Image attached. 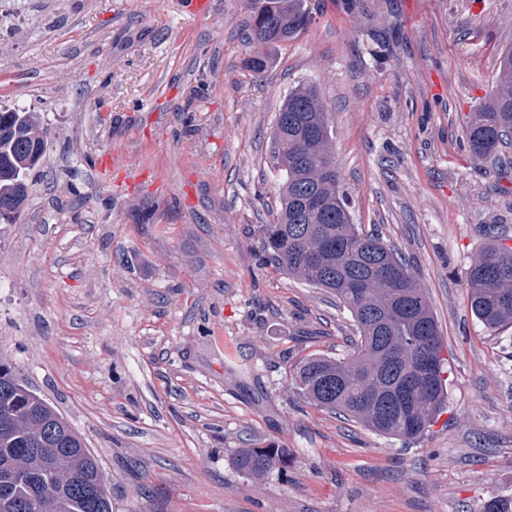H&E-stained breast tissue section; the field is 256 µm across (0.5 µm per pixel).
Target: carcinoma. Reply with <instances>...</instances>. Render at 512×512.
I'll list each match as a JSON object with an SVG mask.
<instances>
[{
  "instance_id": "carcinoma-1",
  "label": "carcinoma",
  "mask_w": 512,
  "mask_h": 512,
  "mask_svg": "<svg viewBox=\"0 0 512 512\" xmlns=\"http://www.w3.org/2000/svg\"><path fill=\"white\" fill-rule=\"evenodd\" d=\"M312 16L302 0H260L250 21L249 43L286 42L308 27ZM0 203H15V220L30 198L17 197L19 184L31 187L48 140L32 113L0 114ZM469 153L485 162L512 164V46L499 52L494 92L464 127ZM329 113L318 88L302 83L277 113L272 132L279 195L274 220L258 226L265 258L279 273L336 297L355 322L358 336L346 358L314 354L301 360L292 380L310 403L352 419L368 430L404 443L419 442L447 399L444 343L436 315L406 259L378 233L353 223L349 200L332 146ZM469 305L484 327L496 332L512 325V247L489 226L486 246L466 274ZM432 375L418 377L423 359ZM61 418L53 405L19 383L16 367L0 363V512H112L107 483L87 494L70 487L71 474L97 469L82 438L55 444L39 434L37 417ZM237 468L261 479L288 465V449L267 444L239 448ZM59 488L39 496L40 488Z\"/></svg>"
}]
</instances>
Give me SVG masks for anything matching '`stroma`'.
Returning a JSON list of instances; mask_svg holds the SVG:
<instances>
[{"label": "stroma", "mask_w": 512, "mask_h": 512, "mask_svg": "<svg viewBox=\"0 0 512 512\" xmlns=\"http://www.w3.org/2000/svg\"><path fill=\"white\" fill-rule=\"evenodd\" d=\"M0 37V108L49 151L0 223V362L82 436L112 512H482L512 497V328L471 315L488 225L512 246V166L464 124L512 44V0H303L283 43L245 39L256 0H48ZM266 69L254 74L253 55ZM314 83L356 223L409 261L448 349V401L417 445L319 409L291 374L345 357L350 314L267 265L271 140ZM287 448L255 480L251 443ZM288 455L287 448L270 443L265 446L237 449L234 460L240 471L252 478L261 479L274 470L287 466Z\"/></svg>", "instance_id": "35a3bbf8"}]
</instances>
